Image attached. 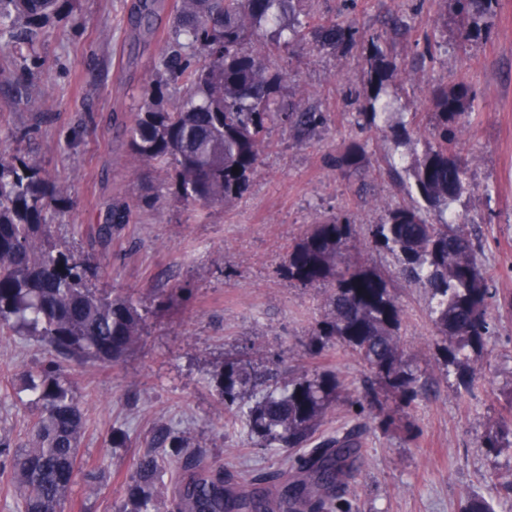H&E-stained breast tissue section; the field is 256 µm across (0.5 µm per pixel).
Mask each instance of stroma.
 Returning a JSON list of instances; mask_svg holds the SVG:
<instances>
[{"label":"stroma","mask_w":512,"mask_h":512,"mask_svg":"<svg viewBox=\"0 0 512 512\" xmlns=\"http://www.w3.org/2000/svg\"><path fill=\"white\" fill-rule=\"evenodd\" d=\"M136 3L77 0L74 16L42 29L35 60L0 54L11 71L0 83V155L24 157L66 188L65 207L48 217L50 242L87 259L89 287L133 296L147 312L140 343L118 361L62 364L87 419L78 463L102 474L94 492L74 488L63 512H122L145 455L161 464L157 512H176L182 484L201 470L233 483L263 476L268 493L280 492L300 451L261 446L239 410H225L229 362L251 376L241 408L291 373L341 380L343 395L313 440L361 428V457L344 496L349 512H458L469 498L512 512V489L501 483L512 474V446L484 445L498 426L512 428V0H498L488 37L467 43L456 23L441 21L448 0H291L307 37L273 50L271 61L286 75L284 99L322 120L306 133L271 124L245 194L204 207L179 199L171 168L129 154L126 131L177 17V0H159L154 33L141 32L132 23ZM328 18L355 28L346 51L319 49L314 32ZM434 34L443 49L430 58L424 38ZM372 37L394 58L401 104L416 115L400 145L387 129L357 120ZM460 81L477 99L454 132L470 184L456 210L469 221L492 293L490 334L470 355L465 386L447 371L428 291L401 275L395 254L367 243L388 207L412 202L389 158L423 147L432 91ZM354 144L363 146V161L337 167ZM116 205L128 206L127 220L98 238ZM337 215L355 231L352 261L384 273L403 311L399 341L420 377L409 398L388 397L348 347L317 341L329 288L284 272L292 246ZM48 358L37 337L0 335V430L14 444L26 441L36 418L29 383ZM164 429L183 437L179 456L157 447Z\"/></svg>","instance_id":"obj_1"}]
</instances>
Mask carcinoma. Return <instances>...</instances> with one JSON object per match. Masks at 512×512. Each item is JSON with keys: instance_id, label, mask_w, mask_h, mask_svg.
<instances>
[{"instance_id": "1", "label": "carcinoma", "mask_w": 512, "mask_h": 512, "mask_svg": "<svg viewBox=\"0 0 512 512\" xmlns=\"http://www.w3.org/2000/svg\"><path fill=\"white\" fill-rule=\"evenodd\" d=\"M466 41L490 31L497 0H449ZM75 0H0V23H19L6 48L35 52L39 31L52 19L73 12ZM287 0H181L172 46L163 72L141 92L139 112L128 131L131 157L173 168L178 195L206 205L243 196L254 174L269 125L286 122L298 130L317 123L312 112L281 97L283 73L268 59V45H243L268 26L275 48L304 38L301 25L284 22ZM156 0H138L137 26L150 31ZM349 25L318 26L320 47L340 52L355 41ZM204 55L194 63L183 52ZM367 91L358 117L383 123L403 138L405 122L393 87L397 66L374 37L365 56ZM182 80L184 96L166 98L168 81ZM475 93L457 83L432 92L429 138L420 151L400 157L416 195L410 205L385 211L374 225L371 243L399 254L404 278L428 288L435 299L434 325L444 342L447 365L460 380L469 370L467 349L479 351L488 336L486 277L468 224L453 205L469 191L467 162L449 147L453 129L474 111ZM237 171H232V168ZM65 190L48 186L41 170L14 156L0 158V333L37 336L51 359L30 383L39 416L25 446L16 448L0 434V475L19 493V512H47L78 483L94 489L98 474L78 467L84 417L59 360L109 363L141 339L145 318L130 296H114L87 285L85 262L51 245L46 214L64 201ZM434 212L437 221L429 219ZM353 225L334 217L312 229L288 253L284 271L303 285L329 284L328 310L318 336L334 338L355 351L395 395H411L418 377L404 358L397 337L402 320L388 281L377 270L351 261L347 251ZM244 371L224 367V405L236 400V380ZM341 389L332 374H291L257 397L244 413L247 426L269 448H303ZM361 440L350 430L328 439L295 460L298 480L287 492L297 512H329L345 493V479L356 468ZM160 472L154 456L137 463L123 512H155L153 486ZM182 512H268L260 495L239 497L224 488L221 475L197 472L182 486Z\"/></svg>"}]
</instances>
